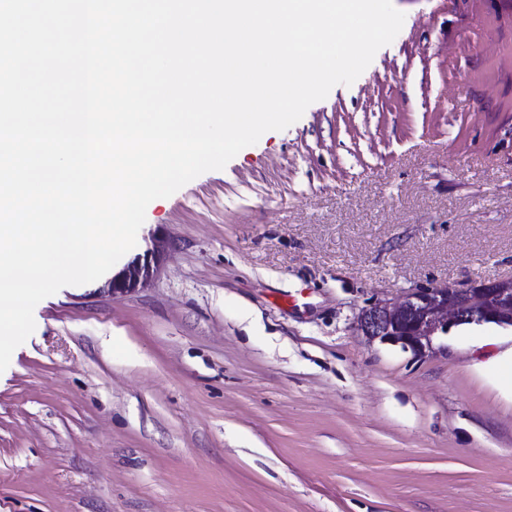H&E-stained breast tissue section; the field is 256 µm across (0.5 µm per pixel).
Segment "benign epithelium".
I'll return each instance as SVG.
<instances>
[{
    "label": "benign epithelium",
    "mask_w": 512,
    "mask_h": 512,
    "mask_svg": "<svg viewBox=\"0 0 512 512\" xmlns=\"http://www.w3.org/2000/svg\"><path fill=\"white\" fill-rule=\"evenodd\" d=\"M164 246V240L152 238V247L109 279L112 292H132L150 282ZM463 324L512 329V277L474 281L461 288H416L395 299H377L361 310L355 329L370 344L398 346L421 360L443 350L439 340Z\"/></svg>",
    "instance_id": "7a95c632"
}]
</instances>
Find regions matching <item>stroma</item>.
Wrapping results in <instances>:
<instances>
[{
  "mask_svg": "<svg viewBox=\"0 0 512 512\" xmlns=\"http://www.w3.org/2000/svg\"><path fill=\"white\" fill-rule=\"evenodd\" d=\"M393 5L352 85L148 205L149 284L38 303L0 373V512H512V332L417 361L355 330L512 277V5Z\"/></svg>",
  "mask_w": 512,
  "mask_h": 512,
  "instance_id": "35a3bbf8",
  "label": "stroma"
}]
</instances>
